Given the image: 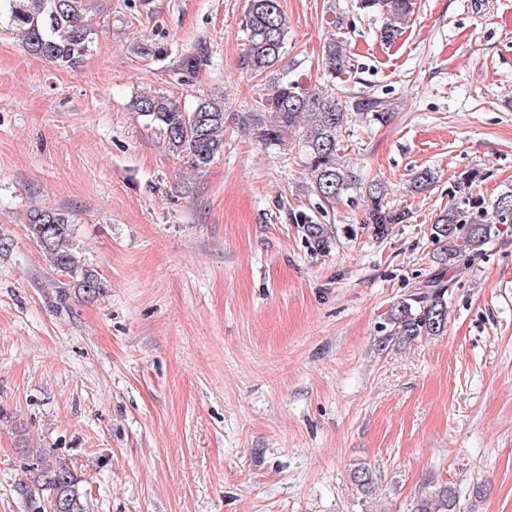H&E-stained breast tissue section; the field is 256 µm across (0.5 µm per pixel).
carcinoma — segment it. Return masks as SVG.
I'll list each match as a JSON object with an SVG mask.
<instances>
[{
    "mask_svg": "<svg viewBox=\"0 0 512 512\" xmlns=\"http://www.w3.org/2000/svg\"><path fill=\"white\" fill-rule=\"evenodd\" d=\"M92 0H0V18L17 26L27 50L55 66L76 71L91 51L96 35ZM413 0H356L361 14H380L381 41L390 44L401 34L400 23L410 18ZM244 33L245 63L256 75L269 77L267 93L255 111L243 118L255 138L266 146L282 143L286 133H299L311 188L324 201L345 195L355 176L340 160L339 152L348 111L384 121L388 100L370 94L351 97L350 108L328 99L319 87H311L282 64L288 20L280 0H249ZM323 76L334 81L352 71L351 58L334 38L323 46ZM137 116L153 127L167 150L187 160L193 169L208 166L224 151V103L199 98L186 105L180 100L137 96L132 102ZM367 223L382 237L391 224L406 222L407 213L391 211L383 203L384 190L371 183L366 190ZM29 233L54 270L68 276L83 298L95 299L103 290L97 269L82 256L76 239V218L67 210L31 208L27 211ZM512 223V191L488 205L462 196L435 218L432 230L443 243L441 268L420 281L414 291L391 308L389 335L414 339L445 332L448 320V289L445 277L459 261H471L491 238L492 225ZM307 240L318 250L329 247L330 233L323 224H303ZM17 488L28 512H88L85 492L70 466L41 450L21 467ZM409 512H459V492L446 485L418 498Z\"/></svg>",
    "mask_w": 512,
    "mask_h": 512,
    "instance_id": "carcinoma-1",
    "label": "carcinoma"
}]
</instances>
